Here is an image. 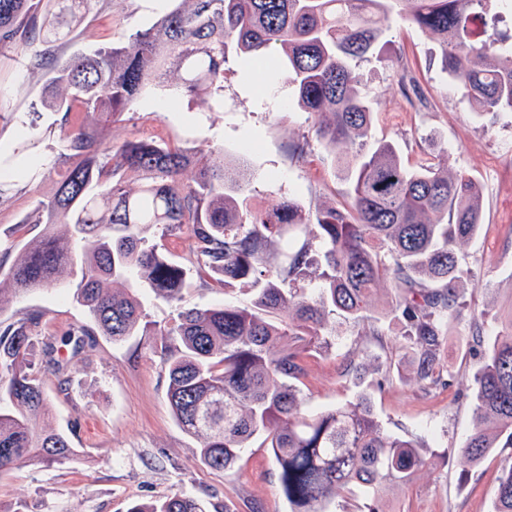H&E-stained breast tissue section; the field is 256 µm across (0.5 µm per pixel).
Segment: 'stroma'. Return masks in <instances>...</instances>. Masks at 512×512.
<instances>
[{
	"label": "stroma",
	"mask_w": 512,
	"mask_h": 512,
	"mask_svg": "<svg viewBox=\"0 0 512 512\" xmlns=\"http://www.w3.org/2000/svg\"><path fill=\"white\" fill-rule=\"evenodd\" d=\"M174 7L173 0H92L72 40L0 49V166L21 172L0 195V266L10 267L19 250L39 242L44 227L36 222L34 202L54 193L65 169L56 160L61 115L43 107L51 96L47 74L32 68L31 58L48 51L63 62L77 52L127 43ZM244 69L229 58L218 105L167 89L141 96L119 120L104 124L105 143L152 138L182 148L214 147L215 162L242 164L252 173L249 204L256 211L275 210L289 198L310 214L343 203L351 173L316 139L314 116L297 106L290 86L274 79L259 90ZM355 72L372 110L369 145L391 142L407 164L438 163L479 183L483 219L462 248L464 286L472 306L484 313L486 335H497L512 322V112H479L442 70L437 40L400 18L379 42L375 59L359 62ZM304 140L306 155H293L292 145ZM143 235L165 244L193 276L176 304L140 288L144 317L135 335L120 342L100 335L78 353L65 345L66 333L87 322L73 299L78 279L66 273L59 285L31 291L0 310V321L8 322L40 313L32 352L52 344L58 363L41 368L47 410L37 424L68 434L77 450L64 463L0 472V512H127L132 504L173 493L199 501L205 512H288L268 449H248L231 475L201 463L198 439L172 414L158 349L159 331L174 327L180 312L248 306L253 290H225L213 276L196 275L189 230L168 236L154 224ZM336 330L341 343L308 359L300 385L304 406L320 411L353 399L356 389L343 376L347 359L369 373L387 360L394 381L373 390L376 414L392 433L427 437L428 465L409 485L387 490L386 512H490L506 449L467 468L454 452L473 428L477 361L463 328L449 329L443 349L455 386L431 390L411 379V351L399 344V325L380 341L343 324Z\"/></svg>",
	"instance_id": "35a3bbf8"
}]
</instances>
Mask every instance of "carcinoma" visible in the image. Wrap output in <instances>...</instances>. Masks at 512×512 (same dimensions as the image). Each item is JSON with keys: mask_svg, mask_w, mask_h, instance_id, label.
Masks as SVG:
<instances>
[{"mask_svg": "<svg viewBox=\"0 0 512 512\" xmlns=\"http://www.w3.org/2000/svg\"><path fill=\"white\" fill-rule=\"evenodd\" d=\"M91 0H53L38 11L35 0H0V49L19 48L36 36L45 44L66 39ZM128 44L76 54L49 72L62 89L48 105L69 124L63 136L70 161L55 193L37 201L40 243L0 265V310L13 298L55 284L78 266L76 301L95 330L120 342L134 335L143 310L134 294L109 291V281L135 279L168 303L180 300L189 269L163 245L145 244L140 229L161 224L190 229L198 271L224 288L247 282L249 307L189 309L179 324L159 332L168 366V399L178 424L200 440L201 460L230 471L262 439L278 471L289 512H336L359 502L358 512H384L386 488L408 484L428 463L425 438L400 437L379 422L371 394L319 412L302 407L297 382L312 351L331 345L326 332L338 316L383 335L370 314L382 287L399 288L390 314L413 350V377L437 385L446 367L443 340L453 323H467L477 355L474 427L455 449L460 463H482L512 447V321L507 331L483 334L468 308L460 247L479 230L481 190L473 178L441 165L410 168L396 148L381 142L365 151L369 107L352 62L373 53L396 16L435 35L441 66L456 88L483 112H512V35L476 37L485 22L498 23L493 0H186ZM254 61L273 56L299 105L319 117L316 138L352 158L350 200L316 210L284 200L267 214L249 208L250 178L211 162L213 149L186 150L166 143L127 142L100 148V118L121 116L144 93L168 86L190 95L224 91L229 52ZM198 168L184 183L182 170ZM141 174L135 193L123 173ZM287 229L303 233L286 248L276 270L267 252ZM320 284L308 293L297 284L313 266ZM288 283L283 288L281 284ZM41 315L0 321V471L71 459L76 449L61 433L38 428L46 396L34 360L31 327ZM94 330L68 334L73 352L94 346ZM129 512H204L195 499L174 494L136 504ZM490 512H512V456L500 465Z\"/></svg>", "mask_w": 512, "mask_h": 512, "instance_id": "cac0c4a2", "label": "carcinoma"}]
</instances>
